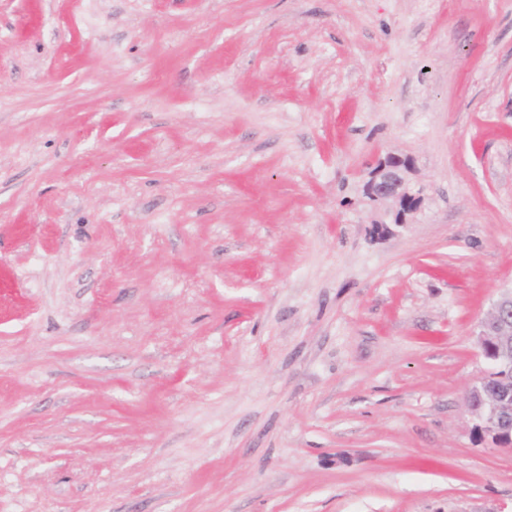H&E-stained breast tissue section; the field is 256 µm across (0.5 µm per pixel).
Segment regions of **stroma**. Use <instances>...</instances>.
<instances>
[{
	"mask_svg": "<svg viewBox=\"0 0 512 512\" xmlns=\"http://www.w3.org/2000/svg\"><path fill=\"white\" fill-rule=\"evenodd\" d=\"M511 286L512 0H0V512H499ZM412 171V161L395 153H388L369 171L364 195L373 206H386V220H373V224L411 223L424 202L422 189H416L408 178ZM477 342L492 367L467 390V409L478 432L512 451V287L499 291L479 321Z\"/></svg>",
	"mask_w": 512,
	"mask_h": 512,
	"instance_id": "35a3bbf8",
	"label": "stroma"
}]
</instances>
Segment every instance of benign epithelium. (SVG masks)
Segmentation results:
<instances>
[{
  "label": "benign epithelium",
  "instance_id": "1",
  "mask_svg": "<svg viewBox=\"0 0 512 512\" xmlns=\"http://www.w3.org/2000/svg\"><path fill=\"white\" fill-rule=\"evenodd\" d=\"M412 171V161L395 153L369 171L364 195L370 204L386 206L377 223L409 224L421 209L424 195L409 180ZM477 342L491 369L467 390V409L477 431L495 446L512 450V287L499 291L479 321Z\"/></svg>",
  "mask_w": 512,
  "mask_h": 512
}]
</instances>
